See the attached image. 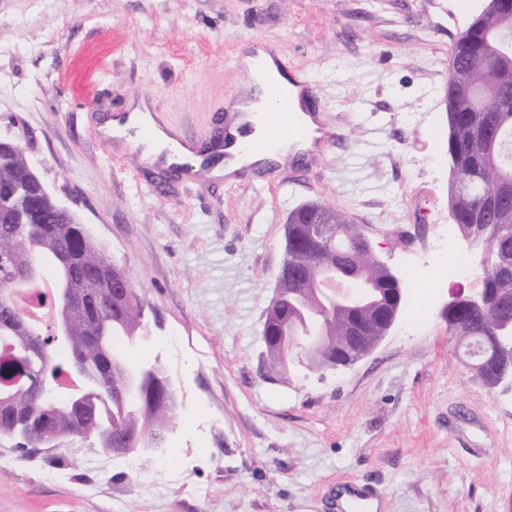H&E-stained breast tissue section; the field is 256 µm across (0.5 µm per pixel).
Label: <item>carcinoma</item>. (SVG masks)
I'll return each mask as SVG.
<instances>
[{"label":"carcinoma","instance_id":"cac0c4a2","mask_svg":"<svg viewBox=\"0 0 512 512\" xmlns=\"http://www.w3.org/2000/svg\"><path fill=\"white\" fill-rule=\"evenodd\" d=\"M487 7L500 13L497 25L477 22L453 43L445 88L452 184L468 186L465 194L450 195L449 216L480 249L486 300L481 308L462 303L448 313V331L461 340L476 378L492 387L500 382V375L488 366L491 340L498 335L506 342V334L512 331V4L488 0ZM35 188L36 174L28 166L25 147L17 143L1 148L0 256L25 255L41 268L67 255L75 287H87L86 275L91 272L100 284L112 287V310H103L98 318L91 319L79 303L68 310L74 343L87 348L92 374L110 389L134 371L119 355V346L142 335L143 308L130 276L112 263L84 225L73 223L56 210L54 200L44 196L38 207H32ZM325 215L344 232L325 253L338 259L340 251H348L349 270L367 280L389 310H394L393 293L400 287L399 279L355 245V227L341 214L327 207ZM308 235L309 225L299 214L296 223L288 225L289 276L280 300L285 315L271 319L268 326L281 335L321 328L325 340L319 350L326 357L354 359L376 336L370 325L374 311L364 308L352 313L316 306L318 281L311 269ZM125 287L128 294H117ZM24 318L11 286L0 281V343L11 348L8 356L12 358L26 341L27 332L21 329ZM355 321L363 325L364 332L350 347L349 325ZM72 353L71 348L51 346L46 358L32 360V367L48 379L58 377L64 374L60 360L69 359ZM35 411L26 393H18L10 406L0 409V436H20L18 429ZM173 413L174 403L163 399L160 382L152 378L135 395L100 401L93 413L58 415L52 422L87 442L96 440L107 427L119 438L134 432L131 449L151 448L158 453L166 448Z\"/></svg>","mask_w":512,"mask_h":512}]
</instances>
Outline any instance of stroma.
I'll return each mask as SVG.
<instances>
[{
    "mask_svg": "<svg viewBox=\"0 0 512 512\" xmlns=\"http://www.w3.org/2000/svg\"><path fill=\"white\" fill-rule=\"evenodd\" d=\"M0 0V139L111 261L151 332L127 361L159 360L176 391L161 493L77 442L23 457L0 438V512H328L339 484L380 512H512V379L475 380L442 310L469 282L415 287L414 240L452 235L443 102L450 48L487 0ZM276 39L318 85L341 141L280 165L281 183L230 184L209 165L171 176L98 129L144 99L208 141L249 75L242 42ZM343 213L402 282L384 340L347 366L272 368L261 329L289 213Z\"/></svg>",
    "mask_w": 512,
    "mask_h": 512,
    "instance_id": "35a3bbf8",
    "label": "stroma"
}]
</instances>
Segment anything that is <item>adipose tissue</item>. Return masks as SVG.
Masks as SVG:
<instances>
[{
	"label": "adipose tissue",
	"instance_id": "1",
	"mask_svg": "<svg viewBox=\"0 0 512 512\" xmlns=\"http://www.w3.org/2000/svg\"><path fill=\"white\" fill-rule=\"evenodd\" d=\"M242 65L251 73L253 81L244 87L241 95L229 106L230 111L236 112V125L240 131L235 135V142L228 148V156L223 160L222 176L235 179L242 168L255 165L266 166L284 161L298 155L313 156L319 151L318 141L323 136L320 119L317 115L307 113L300 101L298 89H291V102L298 114L299 123L303 129L300 136L281 139L272 143L263 153L256 154L248 151L249 141L263 136L261 125L253 123V114L265 106V98L259 85L266 81L287 82V74L281 70L273 57L260 59L245 56ZM127 114L105 120L101 130L105 135L116 138L120 143H128L129 132L135 127H150L153 134L149 140L140 142L143 154L165 165L182 163L187 151L170 134L166 124L160 123L158 115L146 100L130 101L126 107Z\"/></svg>",
	"mask_w": 512,
	"mask_h": 512
}]
</instances>
